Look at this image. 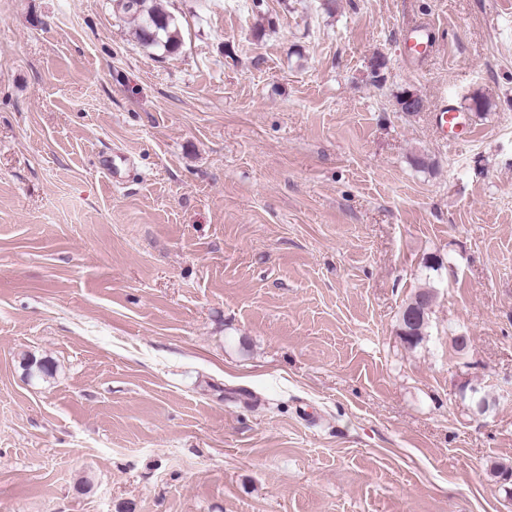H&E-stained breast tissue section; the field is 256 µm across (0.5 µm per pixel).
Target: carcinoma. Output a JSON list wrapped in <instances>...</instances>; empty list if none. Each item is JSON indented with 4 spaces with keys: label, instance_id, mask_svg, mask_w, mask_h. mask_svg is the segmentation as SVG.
<instances>
[{
    "label": "carcinoma",
    "instance_id": "cac0c4a2",
    "mask_svg": "<svg viewBox=\"0 0 512 512\" xmlns=\"http://www.w3.org/2000/svg\"><path fill=\"white\" fill-rule=\"evenodd\" d=\"M116 8L135 22L133 35L141 45L155 47L165 53H175L181 48V33L175 19L159 7L156 0H116ZM433 300L432 291L420 290L406 305L422 317L416 326H402L403 340L411 347L417 346L425 336L431 310L423 308V303L431 305Z\"/></svg>",
    "mask_w": 512,
    "mask_h": 512
}]
</instances>
